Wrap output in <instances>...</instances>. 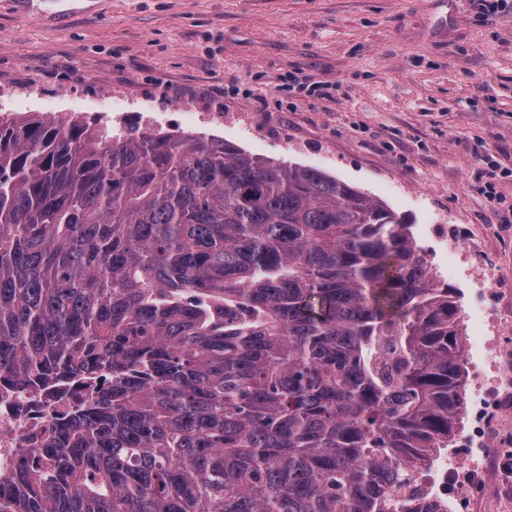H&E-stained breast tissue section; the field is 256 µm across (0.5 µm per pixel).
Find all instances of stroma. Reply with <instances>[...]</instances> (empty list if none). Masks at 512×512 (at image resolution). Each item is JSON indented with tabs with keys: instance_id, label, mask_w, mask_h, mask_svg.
Returning a JSON list of instances; mask_svg holds the SVG:
<instances>
[{
	"instance_id": "obj_1",
	"label": "stroma",
	"mask_w": 512,
	"mask_h": 512,
	"mask_svg": "<svg viewBox=\"0 0 512 512\" xmlns=\"http://www.w3.org/2000/svg\"><path fill=\"white\" fill-rule=\"evenodd\" d=\"M44 19L0 0L1 112L156 113L248 153L315 168L404 217L463 337L512 306V0H79ZM324 95L293 89V78ZM485 238L476 286L453 244Z\"/></svg>"
}]
</instances>
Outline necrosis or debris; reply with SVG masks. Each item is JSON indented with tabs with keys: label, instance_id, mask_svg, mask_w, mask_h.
<instances>
[{
	"label": "necrosis or debris",
	"instance_id": "1",
	"mask_svg": "<svg viewBox=\"0 0 512 512\" xmlns=\"http://www.w3.org/2000/svg\"><path fill=\"white\" fill-rule=\"evenodd\" d=\"M478 354L464 431L476 450L475 459L461 458L451 449L416 474L417 493L438 504L441 512H459L503 454L489 432L512 415V340L487 337ZM83 396L76 385L58 395L0 375V503L17 494L8 476L17 469L23 449L36 447L45 432L61 422L66 408Z\"/></svg>",
	"mask_w": 512,
	"mask_h": 512
}]
</instances>
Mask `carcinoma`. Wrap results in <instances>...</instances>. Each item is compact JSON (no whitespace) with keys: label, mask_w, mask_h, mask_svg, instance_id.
Segmentation results:
<instances>
[{"label":"carcinoma","mask_w":512,"mask_h":512,"mask_svg":"<svg viewBox=\"0 0 512 512\" xmlns=\"http://www.w3.org/2000/svg\"><path fill=\"white\" fill-rule=\"evenodd\" d=\"M404 218L224 141L0 119V372L102 385L21 512H388L464 410Z\"/></svg>","instance_id":"cac0c4a2"}]
</instances>
